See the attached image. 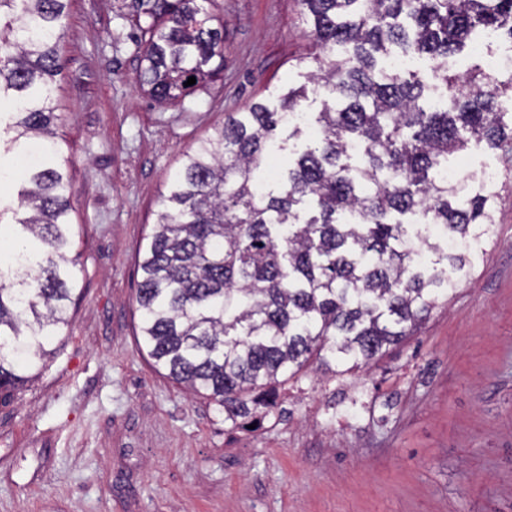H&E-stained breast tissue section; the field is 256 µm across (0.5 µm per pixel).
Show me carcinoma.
Masks as SVG:
<instances>
[{"label":"carcinoma","instance_id":"cac0c4a2","mask_svg":"<svg viewBox=\"0 0 512 512\" xmlns=\"http://www.w3.org/2000/svg\"><path fill=\"white\" fill-rule=\"evenodd\" d=\"M69 0H0V153L37 139L46 159L25 169L18 206L0 200L15 244L0 257V399L33 378L47 345L71 324L78 283L71 179L59 153L55 96ZM211 0H131L144 44L140 84L177 102L224 69V23ZM316 47L335 54L309 76L325 93L318 145L256 185L281 113L232 112L184 153L165 182L140 251V350L157 369L224 412L237 428L268 413L278 386L318 363L366 366L429 316L448 272L471 259L420 232L416 261L405 219L430 213L459 238L491 231L493 201L466 202L441 183L448 156L485 142L512 163V114L502 83L477 68L459 88L448 56L480 31L512 43V0H302ZM436 61L447 106L426 108L424 85L376 70L391 46Z\"/></svg>","mask_w":512,"mask_h":512}]
</instances>
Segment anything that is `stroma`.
Masks as SVG:
<instances>
[{
  "mask_svg": "<svg viewBox=\"0 0 512 512\" xmlns=\"http://www.w3.org/2000/svg\"><path fill=\"white\" fill-rule=\"evenodd\" d=\"M130 0H70L57 96L81 274L39 374L0 401V512H512V170L463 153L495 226L453 291L378 362L279 386L230 429L138 347L139 252L184 152L255 102L307 88L301 0H214L224 71L158 105L136 80ZM500 176L483 180V171Z\"/></svg>",
  "mask_w": 512,
  "mask_h": 512,
  "instance_id": "1",
  "label": "stroma"
}]
</instances>
